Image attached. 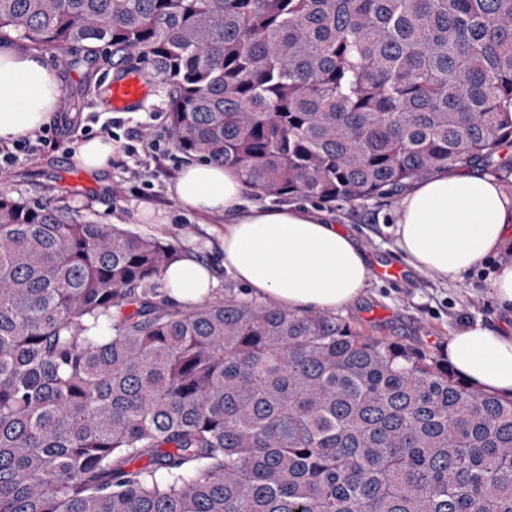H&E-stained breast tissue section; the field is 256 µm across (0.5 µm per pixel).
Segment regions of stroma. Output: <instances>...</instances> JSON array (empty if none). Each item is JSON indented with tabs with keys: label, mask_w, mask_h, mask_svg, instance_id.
<instances>
[{
	"label": "stroma",
	"mask_w": 512,
	"mask_h": 512,
	"mask_svg": "<svg viewBox=\"0 0 512 512\" xmlns=\"http://www.w3.org/2000/svg\"><path fill=\"white\" fill-rule=\"evenodd\" d=\"M147 95L129 112H110L99 89L91 90L86 106L75 112L63 109L50 123L47 139L35 155L16 152L0 159V189L32 200L65 205L86 219L102 224L119 221L125 227L174 242L181 251L195 253L220 265L218 225L200 224L181 213L166 193L186 161L167 134V88L160 81L147 82ZM111 122L115 153L107 174L78 171L73 159L77 146L99 136L104 122ZM150 125L152 147L133 144L140 125ZM402 193L373 199L357 206L328 204L338 224L345 226L374 261L398 264L395 253V220ZM147 202L166 210L169 223L152 224L134 218L133 205ZM398 280L371 277L368 288L350 307L337 310L336 318L360 333L380 339L415 344L444 356L450 336L464 326L481 322L504 324L512 316L502 312L493 296L492 275L473 270L462 278L446 280L429 271L402 268Z\"/></svg>",
	"instance_id": "obj_1"
}]
</instances>
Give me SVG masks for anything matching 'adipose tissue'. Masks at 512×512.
Returning <instances> with one entry per match:
<instances>
[{
  "label": "adipose tissue",
  "mask_w": 512,
  "mask_h": 512,
  "mask_svg": "<svg viewBox=\"0 0 512 512\" xmlns=\"http://www.w3.org/2000/svg\"><path fill=\"white\" fill-rule=\"evenodd\" d=\"M61 96L49 54L0 42V140L50 123ZM167 193L199 223L223 225L222 265L256 299L293 312H331L353 303L367 286V257L332 215L250 203L237 169L186 163ZM396 236L409 266L462 277L512 239V196L489 174L437 171L403 197ZM163 282L169 298L185 306L208 300L217 284L210 265L187 255L167 268ZM447 357L476 389L512 397V329L463 327L449 339Z\"/></svg>",
  "instance_id": "obj_1"
}]
</instances>
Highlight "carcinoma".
I'll list each match as a JSON object with an SVG mask.
<instances>
[{
  "mask_svg": "<svg viewBox=\"0 0 512 512\" xmlns=\"http://www.w3.org/2000/svg\"><path fill=\"white\" fill-rule=\"evenodd\" d=\"M4 37L146 69L259 195L512 169V0H0ZM179 257L0 190V512H512V398L318 311L179 306Z\"/></svg>",
  "mask_w": 512,
  "mask_h": 512,
  "instance_id": "carcinoma-1",
  "label": "carcinoma"
}]
</instances>
